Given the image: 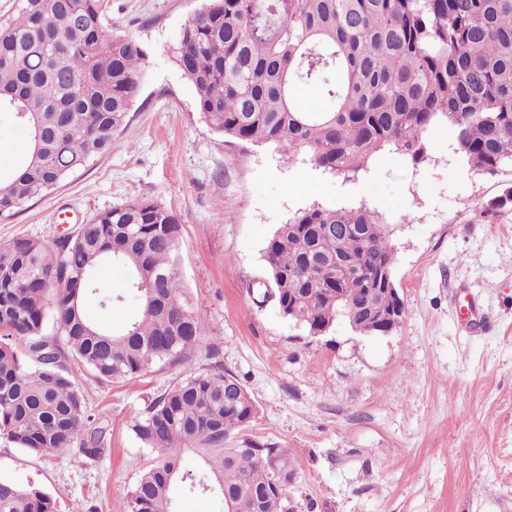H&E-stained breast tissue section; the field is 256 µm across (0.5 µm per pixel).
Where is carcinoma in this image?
I'll use <instances>...</instances> for the list:
<instances>
[{
	"mask_svg": "<svg viewBox=\"0 0 512 512\" xmlns=\"http://www.w3.org/2000/svg\"><path fill=\"white\" fill-rule=\"evenodd\" d=\"M170 49L211 127L245 144H273L343 182L384 152L414 167L431 160L428 137L451 132L449 150L470 171L512 173V0H205ZM108 0H18L0 15V112L27 140L24 165L0 179V218L24 210L112 149L144 77L145 52L108 23ZM65 53L50 62L51 44ZM320 87L327 107L308 112L293 85ZM179 225L143 198L93 215L83 233L47 244L0 245V437L42 456L76 447L101 456L108 426L87 423L74 371L131 379L178 360L205 332L189 304ZM394 228L378 211L312 204L279 225L264 249L267 281L287 318L318 336L339 318L360 335L395 327L399 300L384 289L396 260ZM119 265L137 317L114 330L89 322L93 272ZM256 406L221 368L191 374L136 421L160 453L122 512H178L180 459L201 472L190 491L219 494L235 512H272L264 461L295 477L285 448L224 436L247 428ZM0 512H57L35 488L0 479Z\"/></svg>",
	"mask_w": 512,
	"mask_h": 512,
	"instance_id": "1",
	"label": "carcinoma"
}]
</instances>
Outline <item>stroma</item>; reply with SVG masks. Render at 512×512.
Segmentation results:
<instances>
[{"label": "stroma", "mask_w": 512, "mask_h": 512, "mask_svg": "<svg viewBox=\"0 0 512 512\" xmlns=\"http://www.w3.org/2000/svg\"><path fill=\"white\" fill-rule=\"evenodd\" d=\"M203 0H109L114 31L146 53L127 124L112 149L57 190L0 219V244L53 241L93 214L148 198L179 224L181 277L204 336L176 364L114 382L84 377L89 413L105 414L101 457L46 458L0 438V479L49 493L58 512H121L153 453L132 426L186 376L222 365L257 408L233 434L288 449L295 512H512V211L487 214L512 175L482 176L430 136L421 169L395 154L342 182L273 145L225 141L195 105L169 49ZM367 206L396 225L399 328L361 336L339 321L311 336L274 303L256 306L262 249L278 224L311 203ZM128 272L98 270L84 314L100 326L136 318ZM179 512H226L193 493L199 464L184 455Z\"/></svg>", "instance_id": "obj_1"}]
</instances>
